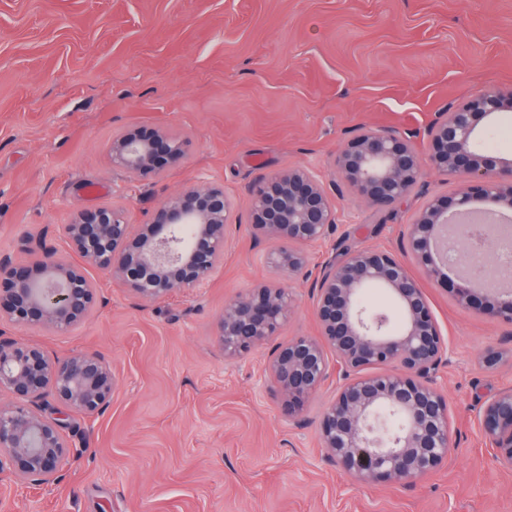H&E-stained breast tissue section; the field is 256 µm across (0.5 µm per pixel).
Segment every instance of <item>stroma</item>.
Instances as JSON below:
<instances>
[{"label":"stroma","mask_w":512,"mask_h":512,"mask_svg":"<svg viewBox=\"0 0 512 512\" xmlns=\"http://www.w3.org/2000/svg\"><path fill=\"white\" fill-rule=\"evenodd\" d=\"M488 85L512 91V0H0V255L25 261L40 242L72 259L73 210L117 201L141 224L188 184H222L240 221L206 287L144 305L98 271L105 302L88 322L12 329L60 356L102 352L117 388L102 414L68 413L79 455L65 480L0 477V512H512V470L474 421L488 395L512 389V324L425 281L454 351L439 383L458 446L413 486L359 485L319 445L335 381L299 423L261 386L275 342L316 335L317 322L308 282L271 271L275 243L250 224V185L306 166L337 217L311 265L346 248L399 252L425 199L456 184L425 171L379 210L342 180L337 153L363 127L422 132ZM157 126L187 138L179 166L157 179L113 168V136ZM260 282L290 288L294 311L274 340L225 361L224 304Z\"/></svg>","instance_id":"1"}]
</instances>
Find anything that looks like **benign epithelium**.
Here are the masks:
<instances>
[{
  "label": "benign epithelium",
  "mask_w": 512,
  "mask_h": 512,
  "mask_svg": "<svg viewBox=\"0 0 512 512\" xmlns=\"http://www.w3.org/2000/svg\"><path fill=\"white\" fill-rule=\"evenodd\" d=\"M512 111V94L489 87L467 96L426 129L427 153L413 137L363 128L335 159L339 173L370 205L385 209L404 200L425 169L461 182L454 196L427 199L402 235V256L389 250H345L322 263L309 286L318 333L277 344L263 369L267 393L288 419L301 422L308 401L329 379L336 398L319 419L325 460L362 485L411 486L446 463L455 439L450 408L439 378L451 350L431 301L410 265L441 279L448 266V233L470 250L494 239L487 224L512 221V158L478 149L484 127ZM188 141L165 127L149 134L127 130L112 139V166L140 176H160L180 165ZM251 224L263 237L297 249L271 250L265 263L290 275L308 274L304 247L334 229L336 209L314 170L275 173L250 189ZM237 223L224 186L190 185L161 201L144 224H133L119 203L73 212L64 232L79 262L41 246L28 262L0 256V474L21 484L58 485L77 457L63 432L58 408L86 417L104 411L116 387L109 361L96 351L65 356L6 335L5 325L37 326L67 333L102 303L88 269L107 272L112 283L142 303L167 299L181 288H203L224 263L229 233ZM385 290L390 307H373L368 289ZM456 302L469 307L493 295L483 310L512 323V290L498 294L471 277L453 286ZM289 288L258 284L224 305L218 342L235 361L274 336L290 317ZM489 454L512 468V389L487 398L475 415Z\"/></svg>",
  "instance_id": "obj_1"
}]
</instances>
